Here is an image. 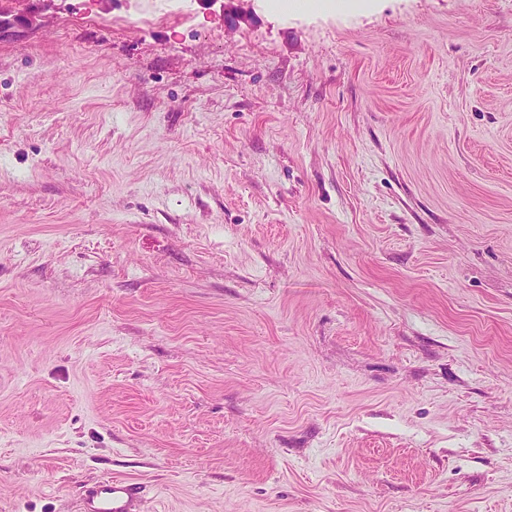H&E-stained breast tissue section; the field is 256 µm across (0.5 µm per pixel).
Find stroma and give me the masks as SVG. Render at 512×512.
Listing matches in <instances>:
<instances>
[{
    "label": "stroma",
    "mask_w": 512,
    "mask_h": 512,
    "mask_svg": "<svg viewBox=\"0 0 512 512\" xmlns=\"http://www.w3.org/2000/svg\"><path fill=\"white\" fill-rule=\"evenodd\" d=\"M512 512V0H55L0 37V512ZM79 512H144V488L128 480L111 478L85 490Z\"/></svg>",
    "instance_id": "obj_1"
}]
</instances>
